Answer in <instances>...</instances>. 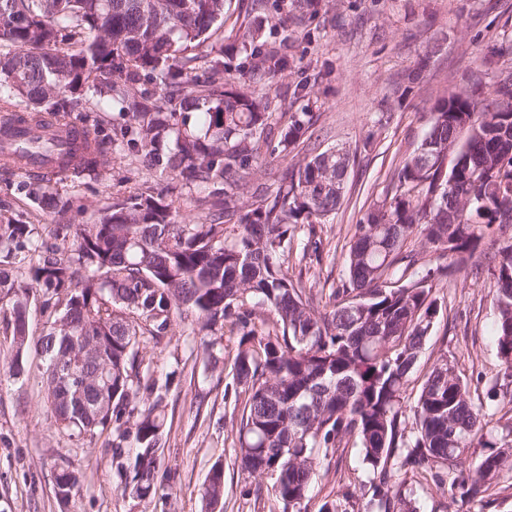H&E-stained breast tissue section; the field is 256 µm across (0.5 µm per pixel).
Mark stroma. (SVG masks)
Instances as JSON below:
<instances>
[{"label":"stroma","mask_w":512,"mask_h":512,"mask_svg":"<svg viewBox=\"0 0 512 512\" xmlns=\"http://www.w3.org/2000/svg\"><path fill=\"white\" fill-rule=\"evenodd\" d=\"M291 69L268 91L279 111L310 112V137L296 146L297 157L334 145L349 149L353 162L341 208L324 223L304 226L288 255L290 274L315 289L331 292L345 279V256L355 226L370 203L392 190L396 172L422 139L437 99L471 92V75L483 57L512 68V0H332L310 40L291 47ZM308 83L298 99L291 87ZM494 75H486L481 95H493ZM31 173L0 168V214L35 225L51 236L57 224H93L104 207L138 189L169 188L164 175L130 159L113 157L106 176L72 182L54 178L53 191L66 214L32 203ZM320 242L306 257L307 239ZM496 283L485 270H465L436 295L441 309L405 394L413 404L420 385L440 353H447L471 385L473 399L486 396L499 369L492 294ZM240 332L225 326L219 343L225 369L207 368L203 338L177 326L161 343H143L146 363L157 380H169L166 425L156 492L140 501L116 488L111 454L104 438L83 441L58 429L45 405L40 360L24 357L25 371L7 372L16 349L0 322V512H204L203 483L214 462L224 466V512L265 510L256 499L259 482L243 473L232 430L234 401L224 395L232 376L227 367L238 350ZM78 471V491L68 503L55 495L60 468ZM370 472L358 448L332 458L328 475H315L308 512L341 491H360Z\"/></svg>","instance_id":"stroma-1"}]
</instances>
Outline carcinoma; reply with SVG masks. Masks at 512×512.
Returning <instances> with one entry per match:
<instances>
[{"label": "carcinoma", "mask_w": 512, "mask_h": 512, "mask_svg": "<svg viewBox=\"0 0 512 512\" xmlns=\"http://www.w3.org/2000/svg\"><path fill=\"white\" fill-rule=\"evenodd\" d=\"M323 0H252L240 24V62L224 63L211 42L226 23V0H0V127L17 121L32 136L0 159L18 166L30 154L49 158L29 196L52 203L54 177L103 176L112 155L132 157L195 190L205 217L177 220L173 200L147 189L106 207L96 224H64L49 242L34 228L0 219V312L12 330L10 372H23L32 346L43 360L44 399L71 437L112 432V468L122 494L145 500L156 490L169 383L141 374V344L161 342L174 327L208 332L230 319L242 331L232 372L245 396L235 429L241 471L271 480L267 496L282 512H307L313 476L330 454L359 448L371 478L365 509L346 491L319 512H418L407 476L442 486L456 474L452 501L487 492L512 470V422L494 419L512 404V83L476 98L454 94L434 104L424 138L396 173L395 192L374 201L355 226L347 280L315 307L313 289L285 266L297 229L339 209L351 154L326 149L287 166L277 190L253 192L262 156H287L308 139L314 116L273 122L269 97L254 85L288 75L292 33L319 20ZM101 112L117 106L130 120L121 137L85 129L81 143L53 137L71 122L80 98ZM27 102L14 109V100ZM204 109L200 119L191 112ZM453 158L448 161V147ZM252 194L254 201L243 202ZM437 254L414 269L412 236ZM503 240L491 253L487 237ZM25 253L37 256L28 279L11 276ZM487 268L499 373L488 403L442 354L414 404L404 394L439 313L437 285L466 267ZM50 331L30 342V293ZM66 320L68 331L55 332ZM100 339L105 358L84 364L107 392L101 409L67 410L56 394V361L73 344ZM484 453L465 465L469 450ZM79 473L61 469L56 496L66 502ZM224 471L211 467L203 498L216 512Z\"/></svg>", "instance_id": "carcinoma-1"}]
</instances>
